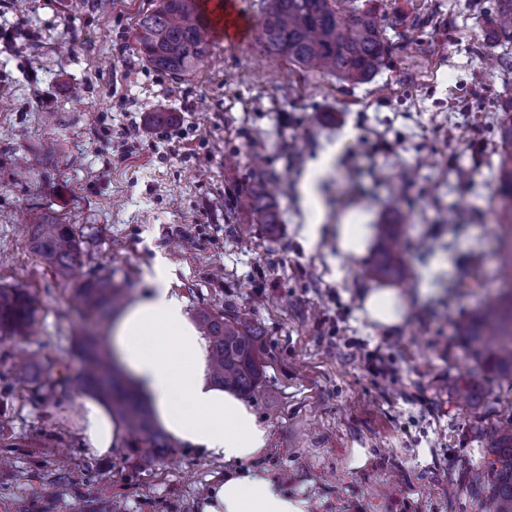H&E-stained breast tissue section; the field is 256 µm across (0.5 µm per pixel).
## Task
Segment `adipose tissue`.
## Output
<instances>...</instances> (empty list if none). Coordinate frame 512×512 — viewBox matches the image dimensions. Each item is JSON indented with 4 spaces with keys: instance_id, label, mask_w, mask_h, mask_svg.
I'll use <instances>...</instances> for the list:
<instances>
[{
    "instance_id": "1",
    "label": "adipose tissue",
    "mask_w": 512,
    "mask_h": 512,
    "mask_svg": "<svg viewBox=\"0 0 512 512\" xmlns=\"http://www.w3.org/2000/svg\"><path fill=\"white\" fill-rule=\"evenodd\" d=\"M363 311L371 322L390 328L400 324L406 300L396 291L376 289L365 297ZM109 332L117 364L171 442L229 464L223 481L209 489L203 512H309L307 499L290 493L272 472L256 469L268 431L241 398L214 383L209 343L163 266H156L147 288ZM74 402L87 452L106 457L125 445L126 422L109 403L91 395Z\"/></svg>"
}]
</instances>
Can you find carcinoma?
Segmentation results:
<instances>
[{
	"mask_svg": "<svg viewBox=\"0 0 512 512\" xmlns=\"http://www.w3.org/2000/svg\"><path fill=\"white\" fill-rule=\"evenodd\" d=\"M495 26L504 42L512 43V0H494ZM405 24L399 11L381 14L357 0H265L259 40L265 51L285 59L307 74L330 75L347 83L371 78L387 51L383 32ZM135 49L142 62L174 79L193 75L210 53L208 20L197 0H156L139 14L134 33ZM501 148L497 175L500 206V261L493 299L457 323L458 335L478 371H496L512 380V116L498 126ZM275 177L257 182L247 205L255 224L273 227L278 213L270 186ZM399 224H385L374 245L371 278L399 283L407 276ZM30 247L40 261L62 281L70 280L83 254L82 241L73 225L47 218L31 227ZM83 315L101 327L124 305L123 284L110 276L84 282L74 292ZM36 299L22 288L0 287V335L23 334L35 323ZM196 322L210 343L214 381L240 396L250 397L261 388L262 331L245 314L234 309L214 312L203 307ZM74 354L82 369L78 386L112 403V409L127 422L132 447L154 451L169 447L153 425L152 410L129 388L116 364L111 346L96 333L76 338ZM36 364L27 359L0 374L8 387L31 384L36 393L59 388L66 391L71 378L63 371L46 384L35 374ZM448 393L459 406L475 403V385L470 380L448 377ZM490 409L474 411L471 431L484 448L482 461L469 485L475 498L489 489L493 512H512V418L494 424V433L484 435Z\"/></svg>",
	"mask_w": 512,
	"mask_h": 512,
	"instance_id": "obj_1",
	"label": "carcinoma"
}]
</instances>
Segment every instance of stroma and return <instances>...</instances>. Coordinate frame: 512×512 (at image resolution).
<instances>
[{
  "label": "stroma",
  "mask_w": 512,
  "mask_h": 512,
  "mask_svg": "<svg viewBox=\"0 0 512 512\" xmlns=\"http://www.w3.org/2000/svg\"><path fill=\"white\" fill-rule=\"evenodd\" d=\"M373 4L433 24L386 29L383 64L352 85L295 71L254 36L212 40L198 71L176 80L135 49L150 0H0V31L19 34L0 41V286L39 302L30 334L0 338V373L25 354L42 372L77 376L74 289L111 273L133 296L162 261L189 312L229 307L262 328L265 385L247 403L269 445L256 466L309 512H492L490 497L467 491L481 448L470 413L448 401V377L473 378L478 404L512 416V383L474 371L455 329L486 300L498 264L497 124L512 74L484 72L483 59L512 44L497 41L491 0ZM153 112L172 119L149 122ZM129 133L136 142L118 158L112 142ZM327 153L313 241L302 183ZM407 168L416 177L403 188L396 175ZM264 171L280 177L273 233L224 203ZM46 215L89 244L66 285L30 250ZM342 222L401 224L416 277L398 289L408 303L398 326L364 317L373 256L340 252ZM462 275L467 288L449 298ZM79 425L73 396L26 385L9 394L0 512H98L110 499L124 512H201L202 489L224 478L223 461L175 445L151 462L127 446L94 456ZM359 448L367 459L355 467Z\"/></svg>",
  "instance_id": "1"
}]
</instances>
